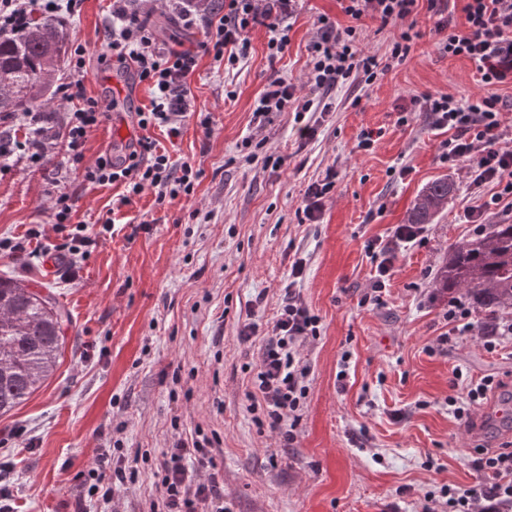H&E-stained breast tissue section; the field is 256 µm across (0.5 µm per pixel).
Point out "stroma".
Wrapping results in <instances>:
<instances>
[{
	"instance_id": "1",
	"label": "stroma",
	"mask_w": 512,
	"mask_h": 512,
	"mask_svg": "<svg viewBox=\"0 0 512 512\" xmlns=\"http://www.w3.org/2000/svg\"><path fill=\"white\" fill-rule=\"evenodd\" d=\"M111 2L83 0L63 25L68 49L85 51L86 96L111 99L114 78L126 91L122 123L108 120L91 132L85 164L108 150L121 154L146 134L201 174L190 196L160 205L147 189L116 210L124 185L85 184L64 152L39 168L19 153L0 158V237L50 224L61 192L71 198L72 222L113 225L86 246L71 278L48 256L0 252V275L53 294L71 317L53 373L0 415V463L11 467L14 512H102L88 495V471L106 447L138 471L135 481L117 485L112 512H149L164 452L197 433L221 440L215 477L227 512H423L442 486L489 485L474 448L512 442V414H499L512 407V338L485 349V316L476 310L475 331L433 351L448 330L449 302L434 275L454 245L475 237L464 219L474 199L466 172L440 158L449 131L427 113L398 112L425 91L480 94L477 63L439 51L434 20L420 10L423 37L406 64L369 85L336 86L326 97L332 112L313 139L301 140L293 113L256 115V100L272 75L303 85L314 16L348 19L338 0H300L283 57L269 58L259 27L237 68L200 59L190 79L196 110L173 140L138 128L133 113L149 106L148 85L101 57ZM131 7L149 27L165 22L159 39L168 47L191 48L203 38L201 27L169 19L148 0ZM378 129L373 147L358 149L362 132ZM249 138L258 148H244ZM272 153L281 166L269 161ZM330 171L336 188L320 220L300 222L307 185ZM440 177L453 192L424 242L397 247L382 304L365 303L375 269L368 244L390 242L421 190ZM298 258L305 271L297 289L320 324L298 347L309 390L289 445L247 409L263 343L238 334L246 319L273 321ZM458 370L467 382L491 376L505 383L471 428L446 403ZM18 427L26 430L19 438Z\"/></svg>"
}]
</instances>
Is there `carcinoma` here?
Masks as SVG:
<instances>
[{"label":"carcinoma","mask_w":512,"mask_h":512,"mask_svg":"<svg viewBox=\"0 0 512 512\" xmlns=\"http://www.w3.org/2000/svg\"><path fill=\"white\" fill-rule=\"evenodd\" d=\"M64 46L65 33L49 17L30 21L15 35H0V119L48 101L45 76L58 67ZM451 192L446 178L428 184L407 223H433ZM435 285L463 295L490 322L512 310V224H491L485 233L453 247L436 271ZM66 317L51 297L18 279L0 277L1 414L27 400L53 370Z\"/></svg>","instance_id":"cac0c4a2"}]
</instances>
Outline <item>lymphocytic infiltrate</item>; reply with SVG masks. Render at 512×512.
Returning a JSON list of instances; mask_svg holds the SVG:
<instances>
[{
    "label": "lymphocytic infiltrate",
    "instance_id": "obj_1",
    "mask_svg": "<svg viewBox=\"0 0 512 512\" xmlns=\"http://www.w3.org/2000/svg\"><path fill=\"white\" fill-rule=\"evenodd\" d=\"M81 0H0V33L21 31L36 15L67 20L77 12ZM185 0H166L187 25H201L203 39L197 49L176 50L159 42L155 32L130 12L126 0H114L106 27L104 56L118 66H132L139 82L152 90L148 109L137 110L139 128H162L168 137L181 133L192 108L189 80L198 67L200 55L211 56L215 65L227 67L247 56L249 32L258 26L269 33L270 58L285 54L290 42V18L298 0H224L221 9L197 16L184 5ZM342 13L351 20L340 26L325 16L314 19L316 38L311 44L308 82L311 93L299 96L291 83L270 76L256 102V113L290 112L299 124L302 139H313L314 116L329 109L322 97L337 85L364 79L374 83L391 68L408 59L422 37L415 18L419 7H426L434 20V30L442 34L441 48L451 56H465L477 62L486 93L462 100L450 93L426 92L415 96L416 111L429 113L438 128L453 130L442 145L441 159L449 166L469 169L470 187L477 193L475 205L464 213L466 223L483 224L499 207L512 213V146L504 140L503 103L494 88L512 82V0H463L464 27H457L445 13V0H339ZM378 21L395 31L385 58L365 53L359 43L358 22ZM59 92L74 107L64 113L60 123H52L40 112H18L15 124L25 128V141L0 136V156L23 151L33 165H42L51 152L64 150L71 165L82 167L85 181L91 184L124 185L121 204H130L144 189H154L158 200L190 193L200 175L190 161H173L169 152L158 149L148 139H139L121 159L101 154L94 165H84L83 146L91 130L109 117L104 105L85 97L81 81L61 83ZM494 186L490 198H482L485 186ZM305 269L303 259L292 265L291 278L282 305L272 323L260 328L245 323L239 331L242 341L263 337L261 362L247 393L251 411L261 412L264 423L278 431L286 443L296 440V428L308 394L309 369L297 354L300 341L317 336L319 318L300 298L296 285ZM461 373H453L448 405L453 416L470 422L476 406L498 389L493 378L462 384ZM213 442L207 438L177 440L161 464L159 496L150 512H224V496L216 482H200L196 468L214 464ZM476 466L490 473L494 481L478 490L441 488L444 512H507L512 507V448H482Z\"/></svg>",
    "mask_w": 512,
    "mask_h": 512
}]
</instances>
